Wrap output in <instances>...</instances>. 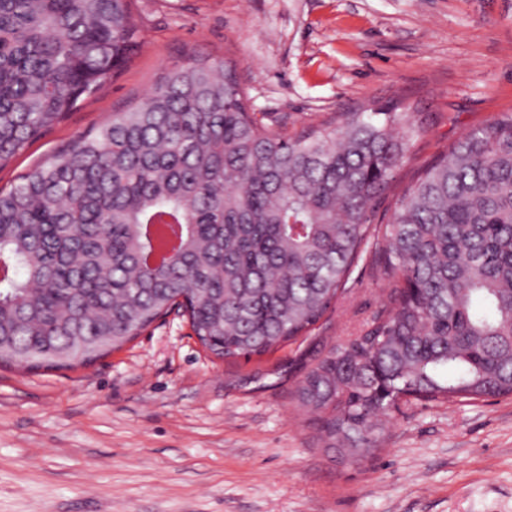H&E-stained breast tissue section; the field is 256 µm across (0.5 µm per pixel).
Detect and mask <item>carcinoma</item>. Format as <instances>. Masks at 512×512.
Masks as SVG:
<instances>
[{
  "label": "carcinoma",
  "instance_id": "1",
  "mask_svg": "<svg viewBox=\"0 0 512 512\" xmlns=\"http://www.w3.org/2000/svg\"><path fill=\"white\" fill-rule=\"evenodd\" d=\"M131 2L0 0V167L139 52ZM419 132L397 101L273 132L234 67L169 69L0 189V364H87L173 308L215 356H261L372 245L387 308L297 389L328 447L367 456L406 397L512 395V112L449 146L373 236Z\"/></svg>",
  "mask_w": 512,
  "mask_h": 512
}]
</instances>
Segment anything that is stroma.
Returning <instances> with one entry per match:
<instances>
[{
	"label": "stroma",
	"instance_id": "stroma-1",
	"mask_svg": "<svg viewBox=\"0 0 512 512\" xmlns=\"http://www.w3.org/2000/svg\"><path fill=\"white\" fill-rule=\"evenodd\" d=\"M123 71L0 166V187L134 107L173 66L230 62L256 118L293 133L391 99L425 126L382 203L512 112V0H134ZM387 306L366 256L304 336L221 359L183 312L88 365L0 367V512H512V396L389 412L356 463L296 400L310 355Z\"/></svg>",
	"mask_w": 512,
	"mask_h": 512
}]
</instances>
